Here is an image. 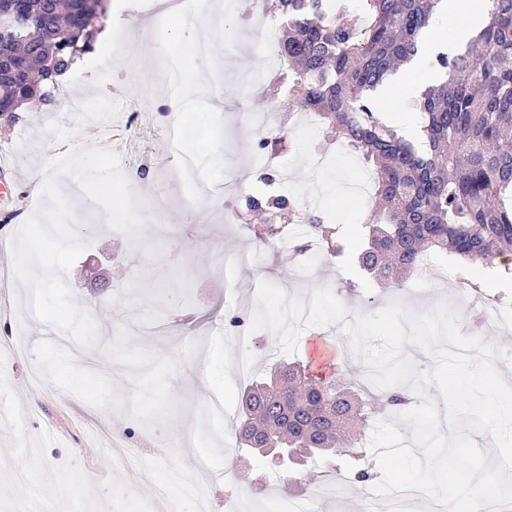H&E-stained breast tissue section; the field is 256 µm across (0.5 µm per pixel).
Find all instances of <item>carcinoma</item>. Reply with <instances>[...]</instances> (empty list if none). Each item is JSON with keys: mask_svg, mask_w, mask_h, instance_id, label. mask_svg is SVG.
Wrapping results in <instances>:
<instances>
[{"mask_svg": "<svg viewBox=\"0 0 512 512\" xmlns=\"http://www.w3.org/2000/svg\"><path fill=\"white\" fill-rule=\"evenodd\" d=\"M23 22L0 46V110L19 112L92 49L98 0H4ZM489 17L465 50L438 52L432 66L444 81L421 92L417 109L424 149L382 122L369 92L411 63L441 0H363L361 16L336 12L333 0H259L288 30L276 51L288 64L297 107L316 114L361 155L373 174L368 234L360 267L382 288L400 291L426 262L452 255L490 268L512 254V0H489ZM259 213L284 210L289 198L259 192L247 198ZM308 237L340 255L339 227L319 212L307 216ZM405 385L373 388L353 398L335 379L281 367L270 382L242 395L235 433L240 447L287 458L352 454L380 415L406 412ZM339 477L335 469L304 470L305 485Z\"/></svg>", "mask_w": 512, "mask_h": 512, "instance_id": "carcinoma-1", "label": "carcinoma"}]
</instances>
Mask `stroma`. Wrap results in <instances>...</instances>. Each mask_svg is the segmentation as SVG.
Segmentation results:
<instances>
[{
    "mask_svg": "<svg viewBox=\"0 0 512 512\" xmlns=\"http://www.w3.org/2000/svg\"><path fill=\"white\" fill-rule=\"evenodd\" d=\"M115 12L112 32L135 28L122 46L96 45L70 70L54 105L0 119V159L9 161L12 198L0 200V512L24 502L29 512H161L150 484L167 485L176 512H195L185 494L207 484L212 512H286L291 498L309 512H363L358 483L344 499L322 498L317 486L297 496L282 491L291 471L269 457L243 451L248 480L229 479L236 448L241 394L269 379L276 364L297 363L336 376L361 391L365 365L340 355L331 365L313 362L306 339L323 336L337 347L348 341L341 324L311 326L295 354L280 352L276 336L259 330L238 345L228 333L233 316L249 317L260 282L288 296L310 298L330 289L348 315L372 314L397 301L409 312H431L447 302L459 313L462 333L479 322V339L512 354L493 321L512 313V280L470 264L461 283L454 258L431 261L429 280L387 292L359 271L353 250L364 239L365 200L349 195L370 172L362 159L327 134L322 123L289 122L281 105L287 82L274 81L243 98L240 74L267 69V52H249L253 35L237 16L253 14L254 0H235L237 16L223 19L221 56L243 58L241 72L212 67L213 108L182 114L158 99L153 73L163 47L182 54L181 75L194 80V63L142 0ZM263 111L283 139L267 163L289 196L342 225L351 249L338 258H309V238L294 235L257 242L236 213L258 186L262 165L252 149L259 130L248 115ZM199 126L198 138L173 149L166 127ZM222 138L212 159L208 138ZM197 167L190 182L174 187L164 224L119 233L99 220L114 202L137 195L155 203L157 185L182 156ZM246 352V376L228 370ZM126 437V467L112 462V438ZM196 443L183 456L180 439Z\"/></svg>",
    "mask_w": 512,
    "mask_h": 512,
    "instance_id": "35a3bbf8",
    "label": "stroma"
}]
</instances>
